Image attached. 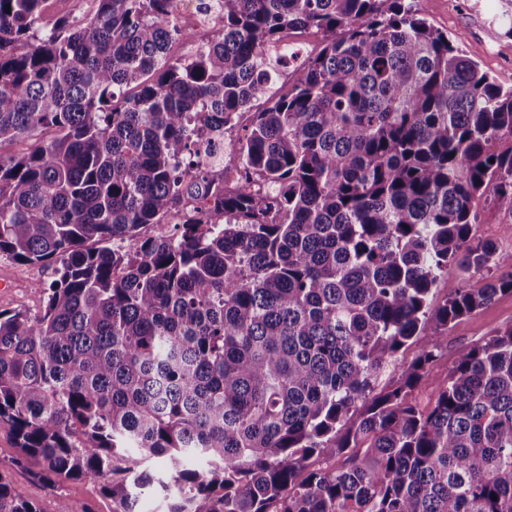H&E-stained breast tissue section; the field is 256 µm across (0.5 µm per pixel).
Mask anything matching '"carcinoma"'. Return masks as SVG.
<instances>
[{
  "label": "carcinoma",
  "instance_id": "carcinoma-1",
  "mask_svg": "<svg viewBox=\"0 0 512 512\" xmlns=\"http://www.w3.org/2000/svg\"><path fill=\"white\" fill-rule=\"evenodd\" d=\"M95 2L48 24L46 0H0V143L55 133L0 153V255L55 263L40 312L0 310L14 465L96 483L113 512L147 493L166 512H512V328L431 408L408 400L448 326L512 294L472 236L482 196L512 214V88L413 0H218L223 26L179 58L173 0ZM306 28L323 47L252 113L237 179L202 167L200 126H235L266 48ZM181 167L224 185L211 217L143 235ZM0 512L42 510L0 473ZM51 137L49 130L37 132L34 136L27 139H18L14 141H4L1 144L0 153L4 155H20L28 152L33 146L42 141H47Z\"/></svg>",
  "mask_w": 512,
  "mask_h": 512
}]
</instances>
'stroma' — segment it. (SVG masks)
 Listing matches in <instances>:
<instances>
[{"instance_id":"stroma-1","label":"stroma","mask_w":512,"mask_h":512,"mask_svg":"<svg viewBox=\"0 0 512 512\" xmlns=\"http://www.w3.org/2000/svg\"><path fill=\"white\" fill-rule=\"evenodd\" d=\"M415 7L432 27L447 33L467 57L500 85L512 87V53L502 49L506 31L502 19L512 16V0H415ZM477 211L478 220L472 227L474 237L495 241L498 268L511 269L512 215L485 199L478 200ZM52 278L51 265L19 264L0 256V310L39 312L45 302L41 287ZM511 327L510 294L497 296L477 312L457 320L448 329V340L441 346L429 380L411 391L413 402L423 408L433 403L437 388L463 351ZM15 455L13 436L7 428L0 427V471L8 472L14 484L38 502L44 512H53L62 498L77 507H90L92 512H110L112 502L100 494L97 485L63 480L55 487H46L26 470L14 466Z\"/></svg>"}]
</instances>
